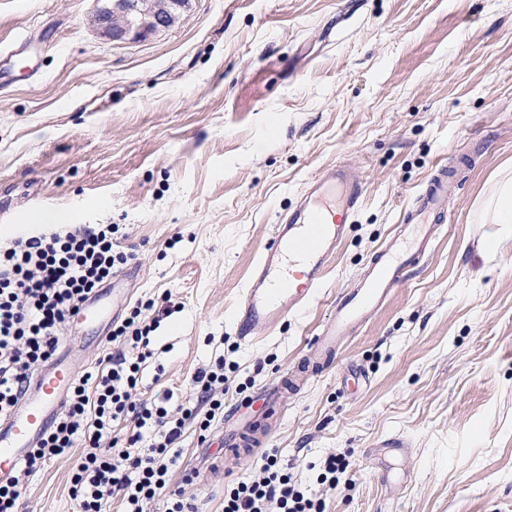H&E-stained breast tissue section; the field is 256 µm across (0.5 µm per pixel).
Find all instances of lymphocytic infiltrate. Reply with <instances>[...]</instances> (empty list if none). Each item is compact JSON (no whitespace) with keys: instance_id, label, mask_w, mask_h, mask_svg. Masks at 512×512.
I'll return each mask as SVG.
<instances>
[{"instance_id":"f902f5d3","label":"lymphocytic infiltrate","mask_w":512,"mask_h":512,"mask_svg":"<svg viewBox=\"0 0 512 512\" xmlns=\"http://www.w3.org/2000/svg\"><path fill=\"white\" fill-rule=\"evenodd\" d=\"M115 224L78 228L47 227L0 243V418L12 414L32 375L54 355L58 333L88 297L112 279L127 260ZM151 302L133 306L110 339L121 351L105 356L75 379L64 409L32 448L15 479L0 485V512H16L27 478L50 460L73 449L81 455L69 493L77 512H102L120 498L124 512H144L160 493H167L166 512H193L181 489H170L168 477L180 457L187 420L198 419L208 431L224 413L223 373L202 369L192 379L205 415L183 408L169 413L162 406L136 403L133 392L143 364L152 356L157 320L147 319ZM133 417L123 436L114 423ZM224 512H316L310 498L295 489L277 453L265 456L257 480L239 483L224 498Z\"/></svg>"}]
</instances>
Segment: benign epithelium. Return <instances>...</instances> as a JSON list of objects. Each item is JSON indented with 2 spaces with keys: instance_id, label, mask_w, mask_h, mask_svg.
Masks as SVG:
<instances>
[{
  "instance_id": "1",
  "label": "benign epithelium",
  "mask_w": 512,
  "mask_h": 512,
  "mask_svg": "<svg viewBox=\"0 0 512 512\" xmlns=\"http://www.w3.org/2000/svg\"><path fill=\"white\" fill-rule=\"evenodd\" d=\"M182 6L183 0H163L146 9L140 0H101L94 20L114 41L138 40L173 26Z\"/></svg>"
}]
</instances>
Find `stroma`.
Returning <instances> with one entry per match:
<instances>
[{"instance_id": "stroma-1", "label": "stroma", "mask_w": 512, "mask_h": 512, "mask_svg": "<svg viewBox=\"0 0 512 512\" xmlns=\"http://www.w3.org/2000/svg\"><path fill=\"white\" fill-rule=\"evenodd\" d=\"M96 8L0 0V237L62 214L120 225L131 255L58 356L83 372L118 353L114 320L169 296L138 399L194 406V374L219 365L229 385L223 417L204 439L187 425L170 471L197 512H224L271 450L320 512H512V228L477 220L512 167V0H188L135 41L102 36ZM344 160L364 200L317 297L241 338L237 305L279 215ZM441 165L453 176L431 252L306 369L337 298ZM245 424L251 446L225 453ZM394 437L408 452L382 449ZM75 464L30 476L18 512H75Z\"/></svg>"}]
</instances>
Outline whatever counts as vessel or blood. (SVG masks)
<instances>
[{
	"label": "vessel or blood",
	"instance_id": "b4317fda",
	"mask_svg": "<svg viewBox=\"0 0 512 512\" xmlns=\"http://www.w3.org/2000/svg\"><path fill=\"white\" fill-rule=\"evenodd\" d=\"M363 184L353 168L333 164L310 180L298 205L283 212L274 240L256 262L237 308L238 333L276 325L318 292L328 259L360 206ZM448 169L439 167L402 212L401 228L371 259L363 279L336 304V315L316 336L310 363L334 351L368 313L400 284L408 268L429 249L435 225L445 223ZM74 375L66 363L40 371L23 406L0 421V483L11 479L36 439L63 407Z\"/></svg>",
	"mask_w": 512,
	"mask_h": 512
}]
</instances>
